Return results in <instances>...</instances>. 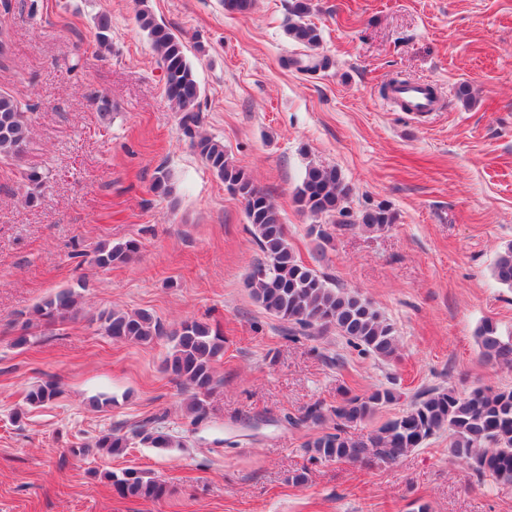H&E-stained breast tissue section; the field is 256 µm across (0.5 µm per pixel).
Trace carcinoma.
Here are the masks:
<instances>
[{"label": "carcinoma", "instance_id": "1", "mask_svg": "<svg viewBox=\"0 0 512 512\" xmlns=\"http://www.w3.org/2000/svg\"><path fill=\"white\" fill-rule=\"evenodd\" d=\"M310 12L309 0H293L288 35L307 48L321 40L318 28L304 21ZM138 21L155 48L163 71L166 93L180 114L179 127L226 187L245 203L246 216L254 229V237L262 253L247 278V286L261 306L276 318L288 323L290 330L305 332L316 326L333 327L350 346L365 354L390 357L396 346L395 330L382 318L367 299L355 292L331 287L329 279L317 269L296 258L285 224L269 196L257 188L250 176L237 167L224 150V144L199 133L201 115L198 99L201 87L183 44L173 30L155 21L142 10ZM31 107L7 92H0V155H18L26 143ZM350 194L340 173L334 169L309 166L295 194V202L304 211L334 219L339 227L382 230L396 222V214L385 205L362 214L359 222L345 220L344 203ZM138 250L128 241L115 246L101 245L94 263L108 268L123 262ZM494 279L512 288V245L497 256ZM79 294L62 289L34 308L36 318L53 325L78 313ZM100 327L116 342L149 345L166 335L151 313L112 311L100 316ZM172 350L163 368L173 380L190 392L185 404L191 423L206 418L205 397L216 384L213 364L224 355L223 333L212 324L187 319L171 332ZM483 356L500 364L512 365V336L504 337L491 321L483 322L478 331ZM57 383L47 381L28 394L32 404L51 401L60 395ZM402 394L391 388H378L367 396H353L328 410L315 404L291 425L316 424L327 417L335 420L333 430L316 435L306 443L314 461L347 460L371 468L379 463L394 464L409 451L420 448L433 435L446 432L450 452L469 464L480 478L491 477L498 482L512 483V389L491 390L476 387L460 393L453 388H433L411 400L406 410L383 423L367 440H356L347 428L370 419L381 408L397 403ZM140 444L152 448H172L171 435L141 427L137 432ZM129 447L126 436L107 433L93 445L82 446L78 454L102 449L112 456L123 454ZM112 487L122 497L159 499L167 494L166 484L128 468L113 474Z\"/></svg>", "mask_w": 512, "mask_h": 512}]
</instances>
